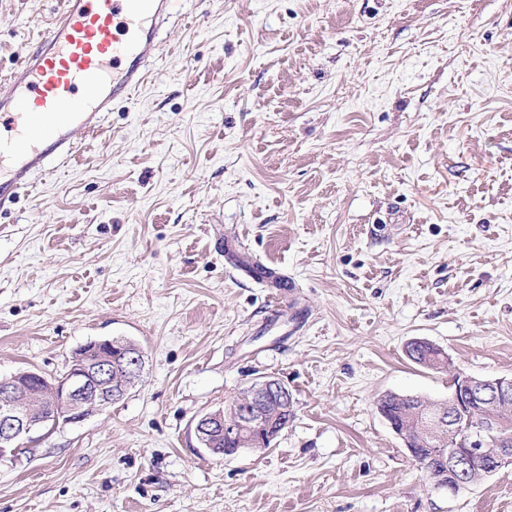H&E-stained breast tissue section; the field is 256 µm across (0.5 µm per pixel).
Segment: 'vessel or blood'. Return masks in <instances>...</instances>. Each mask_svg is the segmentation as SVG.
<instances>
[{
	"instance_id": "vessel-or-blood-1",
	"label": "vessel or blood",
	"mask_w": 512,
	"mask_h": 512,
	"mask_svg": "<svg viewBox=\"0 0 512 512\" xmlns=\"http://www.w3.org/2000/svg\"><path fill=\"white\" fill-rule=\"evenodd\" d=\"M173 14L174 0H64L0 95V213L51 166L70 161L79 135L100 132L115 103L133 100ZM224 258L284 298L277 268L245 263L237 238L227 240Z\"/></svg>"
}]
</instances>
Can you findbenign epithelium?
<instances>
[{
	"label": "benign epithelium",
	"instance_id": "obj_1",
	"mask_svg": "<svg viewBox=\"0 0 512 512\" xmlns=\"http://www.w3.org/2000/svg\"><path fill=\"white\" fill-rule=\"evenodd\" d=\"M90 348L106 347L118 355L83 352L65 378L52 382L37 372H20L0 379V458L12 455L23 441L47 425L81 423L120 400L141 378L144 370L142 349L122 337L90 341ZM38 389L33 390L31 386ZM277 380L265 377L250 386L237 401L238 414L224 419L220 411L208 412L195 423L201 446L211 455L224 456L216 440L226 437L240 447H253V433L269 432L267 408L278 395ZM280 396V395H278ZM286 397L280 396V402ZM478 403L484 418L473 422L463 413ZM512 406V376L476 377L456 371L452 375L448 399L437 402L430 429L440 433L437 459L448 470L454 485L448 497L468 488L476 462L491 460L489 473L512 464V436L501 433V415Z\"/></svg>",
	"mask_w": 512,
	"mask_h": 512
}]
</instances>
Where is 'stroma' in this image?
Listing matches in <instances>:
<instances>
[{"mask_svg": "<svg viewBox=\"0 0 512 512\" xmlns=\"http://www.w3.org/2000/svg\"><path fill=\"white\" fill-rule=\"evenodd\" d=\"M61 0H0V72ZM146 84L0 213V378L124 337L139 382L0 459V512H512L449 497L375 407L512 375V0H178ZM296 285L287 320L225 236ZM279 379L219 459L196 419Z\"/></svg>", "mask_w": 512, "mask_h": 512, "instance_id": "stroma-1", "label": "stroma"}]
</instances>
